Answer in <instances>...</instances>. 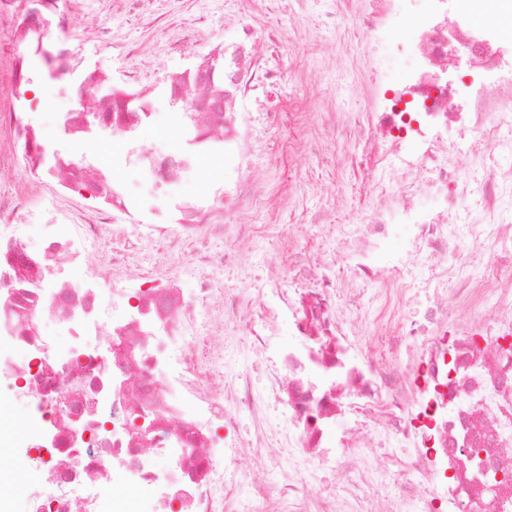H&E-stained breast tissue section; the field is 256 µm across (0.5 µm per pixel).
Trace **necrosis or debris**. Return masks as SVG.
<instances>
[{
    "instance_id": "necrosis-or-debris-1",
    "label": "necrosis or debris",
    "mask_w": 512,
    "mask_h": 512,
    "mask_svg": "<svg viewBox=\"0 0 512 512\" xmlns=\"http://www.w3.org/2000/svg\"><path fill=\"white\" fill-rule=\"evenodd\" d=\"M512 0H357L329 9L336 26L406 63L408 80L386 90L364 115L377 146L360 168H384L385 206L343 224L337 258L301 260L271 253L276 285L256 313L250 266L224 299V331L249 336L267 367L255 384L247 361L225 353L224 398L209 401V376L188 333L200 315L177 276H142L136 291L91 288L53 276L80 249L67 231L40 248L0 238V401L23 400L30 442L0 429L15 466L33 471L25 512H512V35L500 18ZM486 82L449 83L458 53ZM266 61L244 47L224 54L220 110L201 84L176 76L170 92L197 106L194 137L176 132L165 152L132 151L128 165L164 185L224 147V193L205 206L185 203L176 224L153 237L196 247L209 225L247 243L284 233L282 209L296 190L250 176L238 104L266 78ZM471 159L455 166L454 152ZM433 206L415 196L417 182ZM267 223H253L258 210ZM359 316L370 341L353 357ZM52 310L71 338L54 347L40 315ZM288 323L293 340L276 339ZM253 429L238 431L241 413ZM223 422L213 433L211 419ZM286 461L275 481L241 483L238 457ZM501 481H493V474Z\"/></svg>"
}]
</instances>
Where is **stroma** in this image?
<instances>
[{"label": "stroma", "instance_id": "35a3bbf8", "mask_svg": "<svg viewBox=\"0 0 512 512\" xmlns=\"http://www.w3.org/2000/svg\"><path fill=\"white\" fill-rule=\"evenodd\" d=\"M27 8L28 0H0V209L15 213L8 234L30 244H38L53 224L67 225L71 236L81 240V261L58 267V278L83 279L108 288L122 281L131 269L159 278L175 270L187 295L207 286L220 298L238 287L236 271L202 268L179 255L164 257L163 242L150 236L151 225L174 212L163 190L150 188L145 201L111 216L98 213L96 198L58 191L48 175L27 180L24 160L13 149L12 122L15 116H23L46 146L82 151L109 181L121 185L137 181L140 172L124 162L128 150L163 151L172 144L168 77L193 70L215 46L234 42L237 21L243 16L259 34L256 50L277 73L274 84L258 86L240 105L248 142L257 158L251 175L273 187L295 169L304 183L296 197L303 223L294 225L284 239L259 237L246 260L260 264L275 249L295 248L313 257L333 249L334 240L319 236L317 223H360L373 203L367 186L385 181L380 171L361 176L352 166L368 148L365 137L334 141L318 126L324 112L336 113L343 126H354L358 116L376 102L381 89L371 47L350 40L347 33L330 24L322 0H61L43 40L52 42L54 31L64 30L75 68L71 76L48 78L40 75L41 63L36 60L31 64L36 72L32 84L22 85L11 79L12 30ZM92 72L105 76L112 88L144 91L154 100L151 117L129 139L115 140L107 128L81 144L65 135L61 118L79 107L71 87L78 77ZM36 90L41 93V108L33 112L28 104ZM268 110H298L306 115L304 134L311 145L292 155L290 168L271 167L264 161L266 151L280 144L263 118ZM223 191L224 158L219 154L211 168H197L178 188L180 199L201 205ZM334 198L339 201L335 209L329 206ZM115 222L136 225L146 238L143 249L126 268L112 263L108 226ZM86 224L104 225L105 231L98 239H83Z\"/></svg>", "mask_w": 512, "mask_h": 512}]
</instances>
